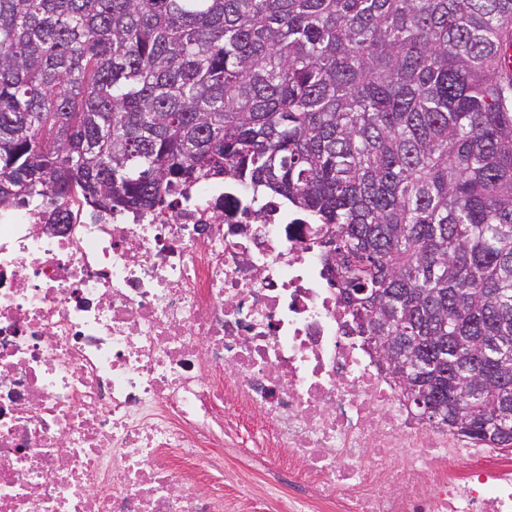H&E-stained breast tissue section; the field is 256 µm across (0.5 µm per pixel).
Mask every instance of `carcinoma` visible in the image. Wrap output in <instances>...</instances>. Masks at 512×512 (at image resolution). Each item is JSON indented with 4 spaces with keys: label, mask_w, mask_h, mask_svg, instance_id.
<instances>
[{
    "label": "carcinoma",
    "mask_w": 512,
    "mask_h": 512,
    "mask_svg": "<svg viewBox=\"0 0 512 512\" xmlns=\"http://www.w3.org/2000/svg\"><path fill=\"white\" fill-rule=\"evenodd\" d=\"M509 47L512 0H0V208L275 195L419 415L512 447Z\"/></svg>",
    "instance_id": "1"
}]
</instances>
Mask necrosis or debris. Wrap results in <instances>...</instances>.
Masks as SVG:
<instances>
[{"label": "necrosis or debris", "mask_w": 512, "mask_h": 512, "mask_svg": "<svg viewBox=\"0 0 512 512\" xmlns=\"http://www.w3.org/2000/svg\"><path fill=\"white\" fill-rule=\"evenodd\" d=\"M269 475L224 492V458ZM512 512V455L422 418L353 336L308 217L0 209V512Z\"/></svg>", "instance_id": "necrosis-or-debris-1"}]
</instances>
